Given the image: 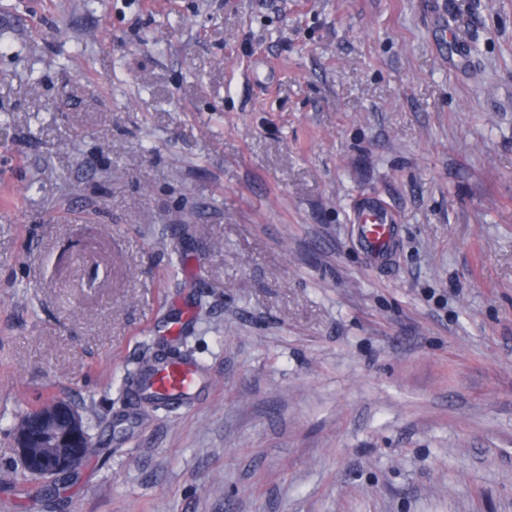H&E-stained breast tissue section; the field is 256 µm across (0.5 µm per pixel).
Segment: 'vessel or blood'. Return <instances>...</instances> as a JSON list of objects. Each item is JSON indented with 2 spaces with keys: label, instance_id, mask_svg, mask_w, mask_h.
<instances>
[{
  "label": "vessel or blood",
  "instance_id": "vessel-or-blood-1",
  "mask_svg": "<svg viewBox=\"0 0 512 512\" xmlns=\"http://www.w3.org/2000/svg\"><path fill=\"white\" fill-rule=\"evenodd\" d=\"M357 237L363 251L372 259H381L396 243L397 231L393 214L377 199L363 202L353 216ZM201 388L197 365L190 360H165L143 373L134 392L135 397L159 401H194Z\"/></svg>",
  "mask_w": 512,
  "mask_h": 512
}]
</instances>
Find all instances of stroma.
<instances>
[{
  "label": "stroma",
  "mask_w": 512,
  "mask_h": 512,
  "mask_svg": "<svg viewBox=\"0 0 512 512\" xmlns=\"http://www.w3.org/2000/svg\"><path fill=\"white\" fill-rule=\"evenodd\" d=\"M46 396L62 512H512V0H0V512ZM353 224L363 251L373 260H380L396 243L395 218L377 199L370 198L358 207ZM163 354L148 350L140 362V368L149 370L162 359ZM201 388V378L197 365L190 360L164 359L153 369L143 373L136 382L133 398L150 397L159 401L181 400L184 403L194 401ZM132 401V393L130 392ZM133 402V401H132ZM134 405L143 403L155 405L151 400L139 399ZM39 406L47 407L26 414L15 433L16 462L31 478L51 481L62 471H78L93 443L82 415L69 403L48 397Z\"/></svg>",
  "instance_id": "1"
}]
</instances>
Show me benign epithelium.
<instances>
[{"instance_id": "7a95c632", "label": "benign epithelium", "mask_w": 512, "mask_h": 512, "mask_svg": "<svg viewBox=\"0 0 512 512\" xmlns=\"http://www.w3.org/2000/svg\"><path fill=\"white\" fill-rule=\"evenodd\" d=\"M15 445L20 470L49 481L62 471L79 470L93 448L82 415L63 400L26 414Z\"/></svg>"}]
</instances>
